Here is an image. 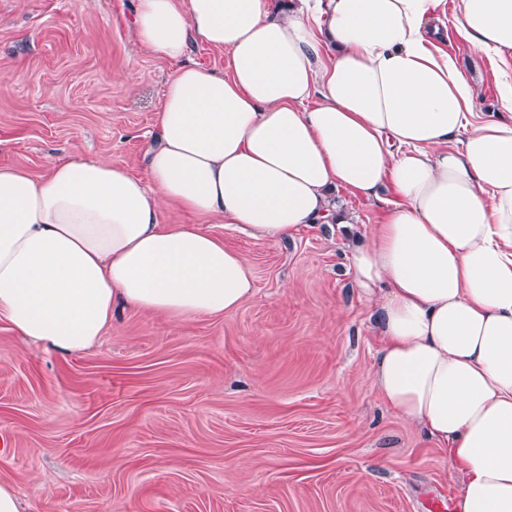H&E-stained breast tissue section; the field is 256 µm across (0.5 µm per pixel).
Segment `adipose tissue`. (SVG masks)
Listing matches in <instances>:
<instances>
[{
    "instance_id": "obj_1",
    "label": "adipose tissue",
    "mask_w": 512,
    "mask_h": 512,
    "mask_svg": "<svg viewBox=\"0 0 512 512\" xmlns=\"http://www.w3.org/2000/svg\"><path fill=\"white\" fill-rule=\"evenodd\" d=\"M441 0H139L137 44L176 69L147 176L57 157L0 167V317L90 351L121 302L179 318L237 310L251 267L167 205L281 240L339 215L334 190L396 200L354 246L376 300L378 399L463 475L456 512H512V122L474 112L428 33ZM457 30L512 56V0H460ZM226 53L228 75L181 60Z\"/></svg>"
}]
</instances>
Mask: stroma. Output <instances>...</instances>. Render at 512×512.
Returning <instances> with one entry per match:
<instances>
[{"instance_id":"stroma-1","label":"stroma","mask_w":512,"mask_h":512,"mask_svg":"<svg viewBox=\"0 0 512 512\" xmlns=\"http://www.w3.org/2000/svg\"><path fill=\"white\" fill-rule=\"evenodd\" d=\"M138 0H0V166L107 158L145 176L174 66L138 48ZM441 51L476 109L502 114L500 62L456 32ZM346 225L258 239L175 206L242 254L255 293L221 316L116 307L94 349L64 355L0 318V483L23 512H428L461 477L374 389L376 305L350 271L348 224L390 190L340 189Z\"/></svg>"}]
</instances>
